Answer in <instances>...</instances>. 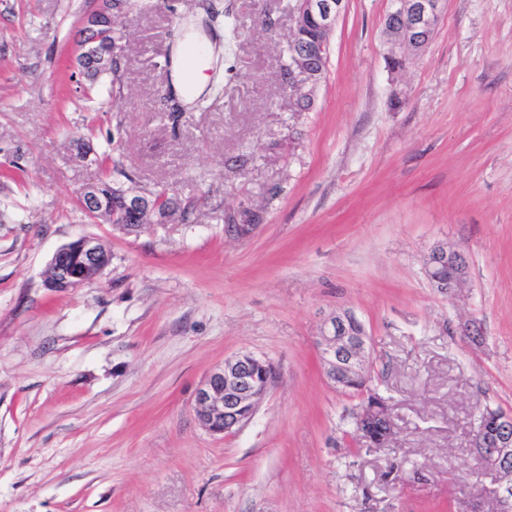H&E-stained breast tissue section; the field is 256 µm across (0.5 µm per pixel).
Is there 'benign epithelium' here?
Wrapping results in <instances>:
<instances>
[{
	"label": "benign epithelium",
	"instance_id": "obj_1",
	"mask_svg": "<svg viewBox=\"0 0 512 512\" xmlns=\"http://www.w3.org/2000/svg\"><path fill=\"white\" fill-rule=\"evenodd\" d=\"M444 5L445 0H390L386 23L388 29L397 31V37L389 39L394 48L390 56L392 67H404L411 54L426 49L442 18ZM344 8L345 0H295L293 24L303 28L314 23L323 37L315 47L294 53L288 64V88L309 93L307 76L311 58L330 57V38ZM82 29L76 59L80 75L88 71L111 72L112 58L125 54L116 19L94 10L83 20ZM79 197L87 214L104 216L109 223L131 232L138 231L155 212L150 194L145 190L128 191L115 204L112 193L96 177L80 188ZM130 213L137 223L126 224ZM110 263V252L96 238L80 235L53 254L46 270L45 286L55 291L80 288L97 281ZM426 274L437 291L453 296L465 287L468 270L456 250L437 245L428 255ZM355 320L352 311L340 309L325 318L317 338L325 378L339 391L350 381L360 380L372 358L371 339L364 326H358L353 333L338 330L339 326L345 327ZM274 375V365L263 356L249 353L225 359L196 391L198 424L212 434L235 432L255 414ZM362 397L363 408L355 420L357 435L371 448L393 445L398 433L393 405L373 391L362 393ZM470 447L478 476L492 479L489 497L499 503L500 512H512V471L505 464L512 456V416L498 409L482 410Z\"/></svg>",
	"mask_w": 512,
	"mask_h": 512
}]
</instances>
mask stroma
Returning <instances> with one entry per match:
<instances>
[{"label":"stroma","instance_id":"stroma-1","mask_svg":"<svg viewBox=\"0 0 512 512\" xmlns=\"http://www.w3.org/2000/svg\"><path fill=\"white\" fill-rule=\"evenodd\" d=\"M205 109L163 99L197 0H143L117 21L120 82L74 64L92 0H0V512H469L478 408L512 413V0H446L434 38L399 70L389 0H347L314 105L281 85L294 0H214ZM275 32L261 23L265 9ZM89 148L75 157L74 139ZM245 159L238 167L237 159ZM121 162L189 220L136 233L91 218L78 191ZM260 215L256 231L224 219ZM112 254L55 292L44 273L78 235ZM461 251L469 282L439 293L430 249ZM351 309L392 399V448L354 432L362 398L334 389L320 324ZM480 333L466 336L462 320ZM250 352L279 374L249 423L214 435L199 384ZM420 469L394 482L391 470Z\"/></svg>","mask_w":512,"mask_h":512}]
</instances>
